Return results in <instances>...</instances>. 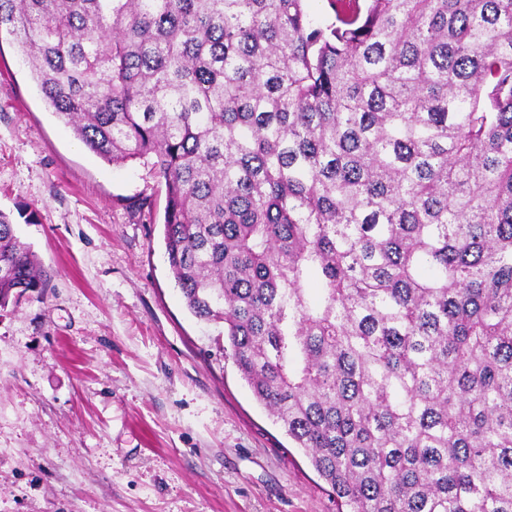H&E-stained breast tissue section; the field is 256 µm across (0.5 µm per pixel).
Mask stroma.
<instances>
[{"label":"stroma","instance_id":"35a3bbf8","mask_svg":"<svg viewBox=\"0 0 512 512\" xmlns=\"http://www.w3.org/2000/svg\"><path fill=\"white\" fill-rule=\"evenodd\" d=\"M165 188L90 151L0 36V211L42 296L0 316V512H338L187 309Z\"/></svg>","mask_w":512,"mask_h":512}]
</instances>
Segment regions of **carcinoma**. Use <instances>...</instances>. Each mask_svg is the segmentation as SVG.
Instances as JSON below:
<instances>
[{
  "instance_id": "1",
  "label": "carcinoma",
  "mask_w": 512,
  "mask_h": 512,
  "mask_svg": "<svg viewBox=\"0 0 512 512\" xmlns=\"http://www.w3.org/2000/svg\"><path fill=\"white\" fill-rule=\"evenodd\" d=\"M0 0L47 105L350 512H512V0ZM0 212V311L41 294ZM330 0H306L305 7L311 21L318 26H326L335 20L334 7Z\"/></svg>"
}]
</instances>
